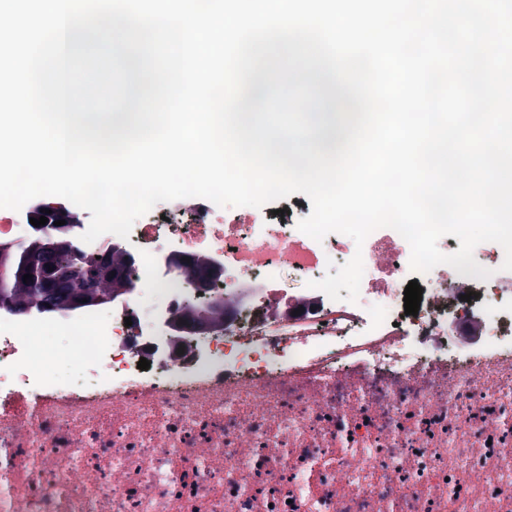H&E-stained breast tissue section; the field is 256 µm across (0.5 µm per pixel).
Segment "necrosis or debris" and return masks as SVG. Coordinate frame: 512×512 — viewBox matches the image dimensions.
Returning a JSON list of instances; mask_svg holds the SVG:
<instances>
[{
	"instance_id": "1",
	"label": "necrosis or debris",
	"mask_w": 512,
	"mask_h": 512,
	"mask_svg": "<svg viewBox=\"0 0 512 512\" xmlns=\"http://www.w3.org/2000/svg\"><path fill=\"white\" fill-rule=\"evenodd\" d=\"M177 214L79 243L135 257L117 300L0 309V512H512V288L454 272L408 315L393 231L363 255L386 278L370 308L297 296L282 277L348 262L349 239ZM171 255L220 270L179 333ZM460 324L476 328L465 353L448 344Z\"/></svg>"
}]
</instances>
